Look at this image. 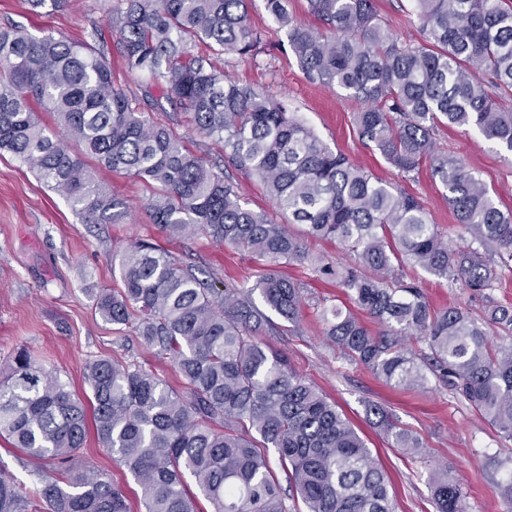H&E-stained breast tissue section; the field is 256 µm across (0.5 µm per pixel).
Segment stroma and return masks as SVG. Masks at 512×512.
<instances>
[{"label": "stroma", "instance_id": "1", "mask_svg": "<svg viewBox=\"0 0 512 512\" xmlns=\"http://www.w3.org/2000/svg\"><path fill=\"white\" fill-rule=\"evenodd\" d=\"M115 3L84 0L72 12L36 14L27 0H0V28L19 25L33 35L50 32L104 50L112 60L114 84L134 100L140 98L145 78L127 69L117 49V33L107 23ZM374 3L398 38L420 39L410 0ZM249 21L262 32L264 43L254 57H224L225 71L240 85L264 89L285 103L331 149L420 197L446 241L455 247L466 245L470 236L457 223L444 188L430 170L406 179L377 150L359 141L351 125L358 102L339 88L307 78L284 34L266 13L263 0H254ZM436 142L440 150L464 157L473 174L493 191L499 207L512 211V153L468 127L442 128ZM97 177L102 187L126 203L128 215L123 223L84 222L29 165L0 152V378L15 353L24 348L37 364L69 381L85 399L91 396L83 379L86 364L107 357L135 361L173 388H181L182 380L170 359L148 348L131 328L116 330L95 309L93 293L120 284L116 253L130 242L147 239L220 287L255 280L262 266L248 253L218 247L200 234L169 239L145 208L149 191L143 183L107 169L99 170ZM266 342L285 351L293 369L336 402L388 474L395 512H436L428 484L433 469L447 471L449 480L462 486L468 512H506L497 485L508 473L490 468L488 460L512 456V440L502 438L447 388L431 380L424 387L405 390L345 362L309 308L303 312L301 333L270 336ZM371 404L386 409L401 427L416 435L423 443V455L410 457L392 447L390 438L366 413ZM73 465L106 473L126 496L132 512H145L138 483L95 438H87Z\"/></svg>", "mask_w": 512, "mask_h": 512}]
</instances>
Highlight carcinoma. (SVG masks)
I'll use <instances>...</instances> for the list:
<instances>
[{"instance_id":"1","label":"carcinoma","mask_w":512,"mask_h":512,"mask_svg":"<svg viewBox=\"0 0 512 512\" xmlns=\"http://www.w3.org/2000/svg\"><path fill=\"white\" fill-rule=\"evenodd\" d=\"M252 2L117 0L108 18L117 48L149 82L137 102L114 85L111 60L93 46L0 29V150L29 164L90 224H120L127 211L87 157L150 185L147 209L168 237L200 233L263 262L254 282L221 290L151 242L120 252L121 287L100 289L95 309L116 326L135 325L146 345L172 359L184 386L99 358L86 366V403L28 350L17 351L0 383V437L53 469L31 488L0 469V512H131L111 480L71 464L91 431L137 480L146 512H202L200 495L212 512H297L298 501L306 512H393L387 476L364 440L264 340L282 331L271 312L296 329L302 323L304 289L280 272L286 263L336 280L353 305L314 307L347 361L408 389L432 377L512 439V345L494 341L512 336V305L491 295L512 275V215L465 159L434 141L442 126L475 127L512 153V0H413L424 33L417 43L395 36L373 0H306L317 27L298 22L288 0H263L307 77L362 102L352 115L359 140L405 175L430 166L470 234L462 248L448 246L420 198L333 151L272 95L239 86L215 63L258 53ZM28 3L36 13L75 6ZM199 44L209 54L194 53ZM155 88L222 147L224 164L264 185L279 219L248 208L240 184L151 118ZM293 224L337 242L346 260L310 254ZM408 268L468 289L481 314L431 307ZM363 314L382 329L372 331ZM371 412L393 447L421 453L385 410ZM428 481L436 512H467L466 494L447 473L432 471Z\"/></svg>"}]
</instances>
